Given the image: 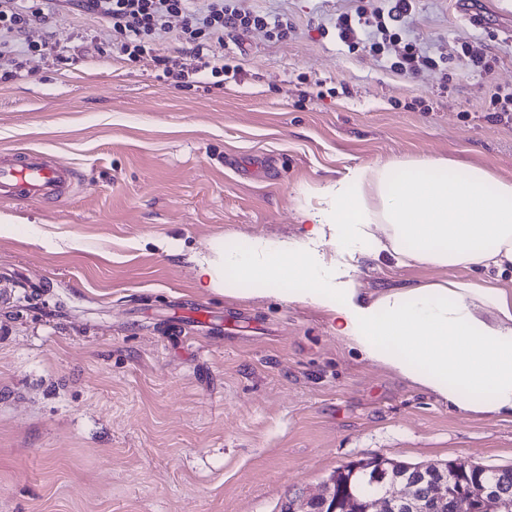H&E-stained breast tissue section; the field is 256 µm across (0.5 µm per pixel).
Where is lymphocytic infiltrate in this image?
Segmentation results:
<instances>
[{
    "mask_svg": "<svg viewBox=\"0 0 512 512\" xmlns=\"http://www.w3.org/2000/svg\"><path fill=\"white\" fill-rule=\"evenodd\" d=\"M73 5L111 30L119 56L131 62L151 57L166 75L181 66L180 60L157 54L155 49L157 37L168 29L171 19L182 22L181 38L189 46L192 71H207L216 78L233 71L213 50L214 44L223 42L225 31L268 28L280 39L293 31L287 19L254 10L246 0H0V78H14L18 54L52 53L48 39L34 41L29 33ZM415 10L416 0H354L353 6L338 13L330 25L352 54L361 51L379 57L387 45L399 44L390 69L400 75L437 68L445 71L460 65L490 72L485 55L454 46L444 53H432L406 39L405 28Z\"/></svg>",
    "mask_w": 512,
    "mask_h": 512,
    "instance_id": "f902f5d3",
    "label": "lymphocytic infiltrate"
}]
</instances>
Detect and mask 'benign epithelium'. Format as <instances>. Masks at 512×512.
I'll list each match as a JSON object with an SVG mask.
<instances>
[{
  "mask_svg": "<svg viewBox=\"0 0 512 512\" xmlns=\"http://www.w3.org/2000/svg\"><path fill=\"white\" fill-rule=\"evenodd\" d=\"M360 467L375 471L382 494L361 499L338 495L336 478H331L325 492L297 500L298 512H326L328 504L339 498L341 512H437L445 504L453 512H512V493L498 479L487 480L475 488L462 481L467 471L489 472V468L466 462H447L436 465L439 477L429 482L423 494L416 492L414 480L407 478L411 471L417 478H426V466H410L400 472L381 456L361 461Z\"/></svg>",
  "mask_w": 512,
  "mask_h": 512,
  "instance_id": "benign-epithelium-1",
  "label": "benign epithelium"
}]
</instances>
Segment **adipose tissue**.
<instances>
[{"label":"adipose tissue","instance_id":"ef3b65f1","mask_svg":"<svg viewBox=\"0 0 512 512\" xmlns=\"http://www.w3.org/2000/svg\"><path fill=\"white\" fill-rule=\"evenodd\" d=\"M302 240L217 247L199 265L202 287H242L332 315L337 336L377 364L447 403L458 415L512 419V180L448 158L362 165L310 190ZM331 240L333 255L319 249ZM469 270L448 279L369 292L362 261Z\"/></svg>","mask_w":512,"mask_h":512}]
</instances>
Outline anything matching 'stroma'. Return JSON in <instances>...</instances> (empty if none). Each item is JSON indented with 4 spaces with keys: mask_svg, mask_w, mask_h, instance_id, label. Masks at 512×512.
<instances>
[{
    "mask_svg": "<svg viewBox=\"0 0 512 512\" xmlns=\"http://www.w3.org/2000/svg\"><path fill=\"white\" fill-rule=\"evenodd\" d=\"M287 15L283 41L228 31L237 80L187 87L70 10L56 55L0 81V151L74 168L56 207L0 204V280H42L0 301V512H281L337 469L512 467V421L463 419L363 360L310 307L199 285L215 243L302 238L308 189L394 157H448L512 179V125L481 94L512 86V0H419L407 39L497 56L492 74L400 76L320 33L351 0H249ZM364 288L465 277L362 262ZM224 315L222 335L174 306Z\"/></svg>",
    "mask_w": 512,
    "mask_h": 512,
    "instance_id": "obj_1",
    "label": "stroma"
}]
</instances>
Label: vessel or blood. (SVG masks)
<instances>
[{"label": "vessel or blood", "mask_w": 512, "mask_h": 512, "mask_svg": "<svg viewBox=\"0 0 512 512\" xmlns=\"http://www.w3.org/2000/svg\"><path fill=\"white\" fill-rule=\"evenodd\" d=\"M76 172L38 151L0 152V199L55 205L72 191Z\"/></svg>", "instance_id": "1"}]
</instances>
